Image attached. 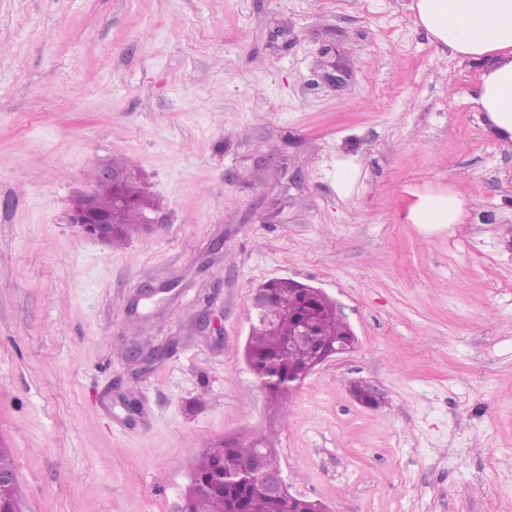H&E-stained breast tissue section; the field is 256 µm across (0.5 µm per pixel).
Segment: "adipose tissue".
Wrapping results in <instances>:
<instances>
[{"mask_svg": "<svg viewBox=\"0 0 512 512\" xmlns=\"http://www.w3.org/2000/svg\"><path fill=\"white\" fill-rule=\"evenodd\" d=\"M415 23L450 54L475 64L479 81L471 101L495 130L512 139V0H414ZM464 200L456 191L417 192L408 224L460 223Z\"/></svg>", "mask_w": 512, "mask_h": 512, "instance_id": "adipose-tissue-1", "label": "adipose tissue"}]
</instances>
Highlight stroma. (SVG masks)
<instances>
[{
    "mask_svg": "<svg viewBox=\"0 0 512 512\" xmlns=\"http://www.w3.org/2000/svg\"><path fill=\"white\" fill-rule=\"evenodd\" d=\"M412 2L0 0V448L23 512H182L197 457L255 436L327 512H512V140ZM115 160L164 218L121 246L68 222ZM447 189L460 223H404ZM274 278L358 338L281 406L245 360Z\"/></svg>",
    "mask_w": 512,
    "mask_h": 512,
    "instance_id": "35a3bbf8",
    "label": "stroma"
}]
</instances>
